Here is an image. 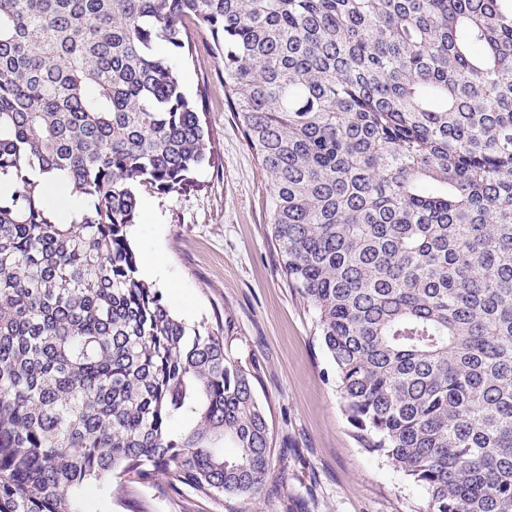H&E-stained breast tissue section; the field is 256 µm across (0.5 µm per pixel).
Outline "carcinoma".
<instances>
[{"label": "carcinoma", "mask_w": 512, "mask_h": 512, "mask_svg": "<svg viewBox=\"0 0 512 512\" xmlns=\"http://www.w3.org/2000/svg\"><path fill=\"white\" fill-rule=\"evenodd\" d=\"M185 20L223 59L352 439L425 512H512V0H0V512L269 475L254 372L128 237L140 188L210 162L205 97L157 51L190 52ZM43 184L47 187L49 194L57 201L59 206L66 211L76 212L79 203L75 198L70 197L69 193L62 186L60 179L54 174H44L41 176Z\"/></svg>", "instance_id": "obj_1"}]
</instances>
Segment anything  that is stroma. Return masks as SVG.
Wrapping results in <instances>:
<instances>
[{"instance_id": "stroma-1", "label": "stroma", "mask_w": 512, "mask_h": 512, "mask_svg": "<svg viewBox=\"0 0 512 512\" xmlns=\"http://www.w3.org/2000/svg\"><path fill=\"white\" fill-rule=\"evenodd\" d=\"M192 56L169 59L188 93L208 91L206 123L214 162L194 173L200 190L140 193V218L129 229L138 255L160 252L166 278H154L179 319L218 327L224 346L255 367V391L270 425L271 471L254 499L228 497L223 508L163 485L133 487L121 498H88L99 512H424L425 490L386 458L350 436L333 363L316 315L288 281L272 246V191L224 97V64L207 34Z\"/></svg>"}]
</instances>
